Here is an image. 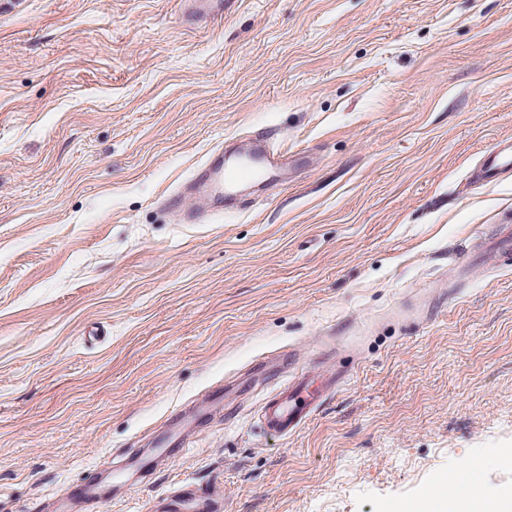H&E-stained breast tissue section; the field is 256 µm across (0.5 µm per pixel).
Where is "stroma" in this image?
<instances>
[{
	"label": "stroma",
	"instance_id": "1",
	"mask_svg": "<svg viewBox=\"0 0 512 512\" xmlns=\"http://www.w3.org/2000/svg\"><path fill=\"white\" fill-rule=\"evenodd\" d=\"M288 180L207 224L161 206L257 132ZM512 0H0V512H34L198 405L131 495L400 512L512 492ZM340 377L295 434L264 400ZM239 387L213 392L229 377ZM181 3L195 18L218 19L224 15V0H182ZM512 175V143L497 144L484 152L478 177L484 183H494ZM484 256L498 258L512 254V225L500 224L495 232L481 244Z\"/></svg>",
	"mask_w": 512,
	"mask_h": 512
}]
</instances>
